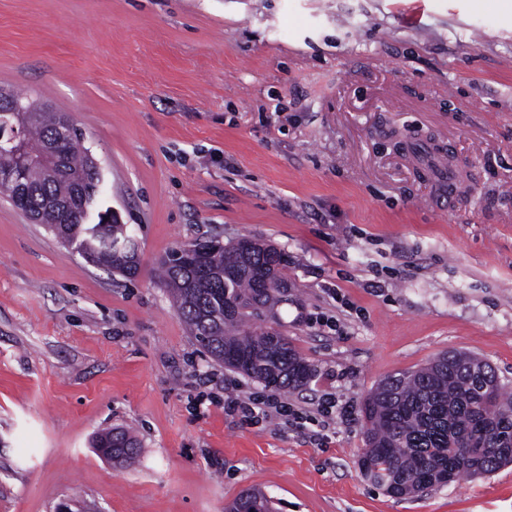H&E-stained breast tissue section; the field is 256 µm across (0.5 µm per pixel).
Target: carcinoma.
<instances>
[{"instance_id": "obj_1", "label": "carcinoma", "mask_w": 512, "mask_h": 512, "mask_svg": "<svg viewBox=\"0 0 512 512\" xmlns=\"http://www.w3.org/2000/svg\"><path fill=\"white\" fill-rule=\"evenodd\" d=\"M10 97L28 113L23 139L33 156L15 164L7 157L0 160V171L11 172L9 180L0 181V192L30 217H49L56 235L75 244L90 265L127 274L136 244L114 212L97 209L99 166L81 147L80 129L59 146L57 171L46 172L39 161L71 114L19 93ZM248 243L251 251L245 256L218 240L195 241L162 259L160 271L178 315L212 358L266 387L300 389L311 369L288 337L273 327L257 330L250 324L283 302L288 255L253 239ZM473 360L464 352L445 353L418 370L381 381L368 394L361 407L365 448L360 459L367 479L412 498L446 485L447 478L453 482L512 463V394L490 364L481 372L472 368ZM113 437L129 448L116 449L112 459L130 461L138 455L140 442L120 428L101 432L94 446L105 454ZM473 438L482 447L467 458L455 453L461 441ZM252 498L265 495L245 491L225 512H247Z\"/></svg>"}]
</instances>
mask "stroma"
Segmentation results:
<instances>
[{
    "label": "stroma",
    "instance_id": "1",
    "mask_svg": "<svg viewBox=\"0 0 512 512\" xmlns=\"http://www.w3.org/2000/svg\"><path fill=\"white\" fill-rule=\"evenodd\" d=\"M0 87L73 115L140 255L90 266L0 194V512H512V464L412 499L358 466L385 377L457 350L512 387V0H0ZM212 236L288 256L299 418L225 412L272 393L155 274ZM113 431L117 432L115 437L117 439L121 438L122 441L127 442L129 444L130 448H126V450H122V449L118 448L114 452H113V449H112V451H109L110 456H112V461L124 459V461H122V463H126V462L134 459L140 451V442L134 435H132L129 431H126L124 429L112 428V429H108V430L101 432L95 439V443H94L95 448H98L99 451L103 455H105L108 451L107 445L110 443Z\"/></svg>",
    "mask_w": 512,
    "mask_h": 512
}]
</instances>
